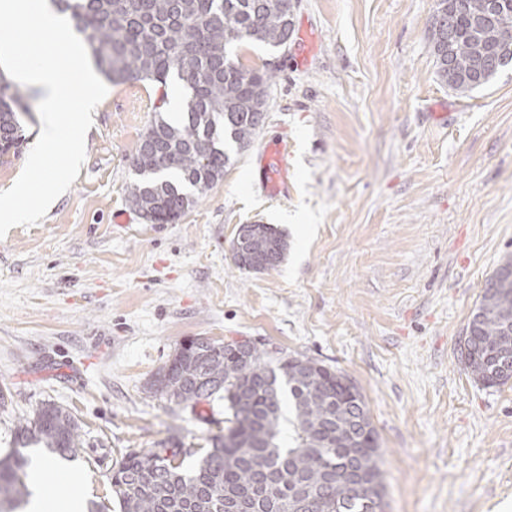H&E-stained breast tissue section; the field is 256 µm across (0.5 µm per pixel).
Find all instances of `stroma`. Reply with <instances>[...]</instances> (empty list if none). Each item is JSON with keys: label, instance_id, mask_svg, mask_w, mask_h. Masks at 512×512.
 Returning <instances> with one entry per match:
<instances>
[{"label": "stroma", "instance_id": "1", "mask_svg": "<svg viewBox=\"0 0 512 512\" xmlns=\"http://www.w3.org/2000/svg\"><path fill=\"white\" fill-rule=\"evenodd\" d=\"M291 5L316 36L309 62L290 46L235 47L274 70L265 122L177 223H149L127 200L135 149L170 112L162 88L128 80L95 108L71 188L0 239V454L18 419L61 404L82 442L62 467L105 503L126 453L206 448L224 432L223 401L150 393L159 369L188 339L245 338L359 388L384 512H512V383L483 387L458 357L486 279L512 256V67L484 89H449L430 42L435 0ZM24 93L27 150L42 95ZM278 139L284 199L258 188V150ZM26 150L0 158V190ZM256 221L288 240L267 272L231 260L239 225Z\"/></svg>", "mask_w": 512, "mask_h": 512}]
</instances>
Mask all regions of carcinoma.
<instances>
[{
  "label": "carcinoma",
  "mask_w": 512,
  "mask_h": 512,
  "mask_svg": "<svg viewBox=\"0 0 512 512\" xmlns=\"http://www.w3.org/2000/svg\"><path fill=\"white\" fill-rule=\"evenodd\" d=\"M112 82L165 85L176 72L188 85L183 118L159 115L132 158L135 179L127 198L153 224H175L224 176L226 145L240 151L265 120L274 71L248 68L232 57L234 42L271 49L293 32L286 0H54ZM451 24L431 33L437 74L460 93L484 88L512 55L484 54L475 67L474 25L492 15L512 37V0H458ZM24 96L0 73V154L25 141ZM261 255L263 269L284 260L287 241L270 224L230 249ZM512 280L492 274L469 319L459 351L473 380L486 388L512 381ZM175 365L159 371L152 393L176 405L224 401L225 433L211 439L196 468L188 450L172 445L123 457L110 482L121 512H305L313 500L323 512H382L357 484H383L378 448L363 447L375 433L361 392L347 397L325 387L329 369L309 359L273 360L253 349L249 358L224 357V344L197 337L179 347ZM17 447L0 455V512H20L30 501L29 444L70 461L80 448L79 424L55 402L42 404L14 427Z\"/></svg>",
  "instance_id": "1"
}]
</instances>
